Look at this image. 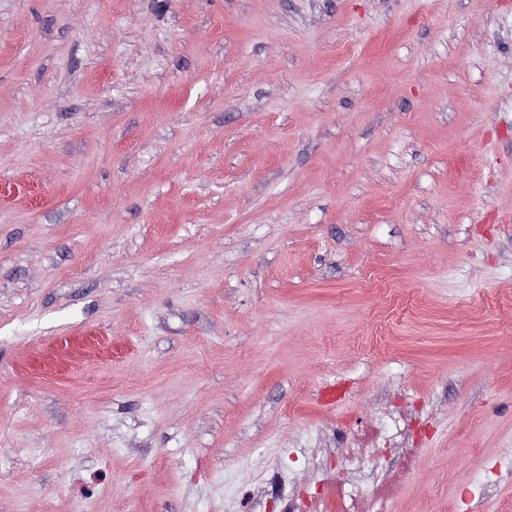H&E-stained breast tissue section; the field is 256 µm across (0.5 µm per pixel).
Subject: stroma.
Here are the masks:
<instances>
[{"mask_svg": "<svg viewBox=\"0 0 512 512\" xmlns=\"http://www.w3.org/2000/svg\"><path fill=\"white\" fill-rule=\"evenodd\" d=\"M512 512V0H0V512Z\"/></svg>", "mask_w": 512, "mask_h": 512, "instance_id": "1", "label": "stroma"}]
</instances>
